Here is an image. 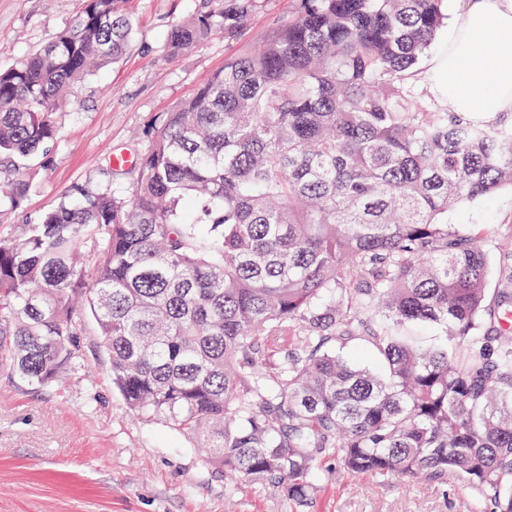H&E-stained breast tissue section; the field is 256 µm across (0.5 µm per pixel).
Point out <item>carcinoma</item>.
<instances>
[{
	"label": "carcinoma",
	"mask_w": 512,
	"mask_h": 512,
	"mask_svg": "<svg viewBox=\"0 0 512 512\" xmlns=\"http://www.w3.org/2000/svg\"><path fill=\"white\" fill-rule=\"evenodd\" d=\"M81 2L0 69V199L25 195L63 97L132 37L129 0ZM260 2L223 0L167 52L237 33ZM447 26V0H299L155 124L132 182L0 239V367L35 387L82 370L87 314L129 407L218 472L298 503L331 465L448 476L478 512H512V270L486 305L485 240L448 223L512 188V114L424 90Z\"/></svg>",
	"instance_id": "1"
}]
</instances>
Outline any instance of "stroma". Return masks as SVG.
Returning <instances> with one entry per match:
<instances>
[{"instance_id":"35a3bbf8","label":"stroma","mask_w":512,"mask_h":512,"mask_svg":"<svg viewBox=\"0 0 512 512\" xmlns=\"http://www.w3.org/2000/svg\"><path fill=\"white\" fill-rule=\"evenodd\" d=\"M80 0H0V68L44 47ZM218 0H132L133 41L122 60L90 75L55 113L47 154L27 163L30 188L0 203V237L14 235L62 195L112 183V154L143 152L164 113L190 98L227 58L257 44L297 7L262 0L237 35L215 31L168 55L169 30ZM448 220L512 239V191L461 206ZM85 369L62 386L34 388L0 369V512H476L469 485L425 475L316 474L311 501L265 484L232 483L203 460L192 439L137 415L112 383L101 336L87 322Z\"/></svg>"}]
</instances>
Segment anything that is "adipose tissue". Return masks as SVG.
I'll use <instances>...</instances> for the list:
<instances>
[{"label": "adipose tissue", "instance_id": "ef3b65f1", "mask_svg": "<svg viewBox=\"0 0 512 512\" xmlns=\"http://www.w3.org/2000/svg\"><path fill=\"white\" fill-rule=\"evenodd\" d=\"M423 85L452 112L491 120L512 113V0H462Z\"/></svg>", "mask_w": 512, "mask_h": 512}]
</instances>
